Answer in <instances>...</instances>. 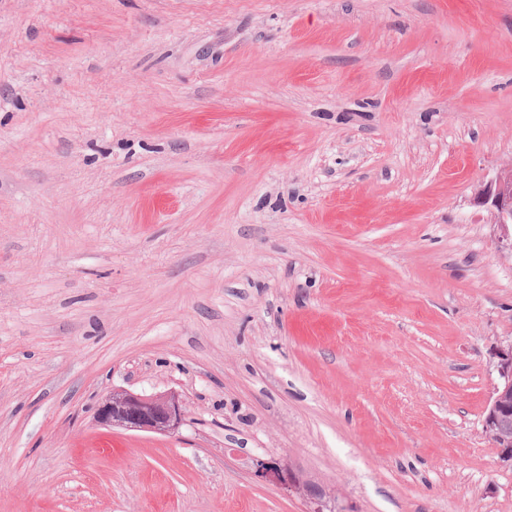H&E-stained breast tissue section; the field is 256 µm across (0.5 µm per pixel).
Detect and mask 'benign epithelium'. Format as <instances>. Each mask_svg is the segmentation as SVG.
Wrapping results in <instances>:
<instances>
[{
    "label": "benign epithelium",
    "mask_w": 512,
    "mask_h": 512,
    "mask_svg": "<svg viewBox=\"0 0 512 512\" xmlns=\"http://www.w3.org/2000/svg\"><path fill=\"white\" fill-rule=\"evenodd\" d=\"M472 201L490 214L491 223L501 227V248L512 252V160L474 189ZM498 374L483 429L498 448L500 461L512 466V346L499 353ZM185 417L183 402L175 394L145 396L129 390L111 394L95 413V420L103 427L164 434L177 432Z\"/></svg>",
    "instance_id": "7a95c632"
}]
</instances>
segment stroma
I'll list each match as a JSON object with an SVG mask.
<instances>
[{"label":"stroma","instance_id":"obj_1","mask_svg":"<svg viewBox=\"0 0 512 512\" xmlns=\"http://www.w3.org/2000/svg\"><path fill=\"white\" fill-rule=\"evenodd\" d=\"M511 159L512 0H0V512H512ZM472 201L490 214L491 224L501 227V248L512 254V160L474 189ZM499 383L490 397L483 429L502 463L512 466V345L499 353ZM112 392L95 413V420L103 427L173 434L185 422L183 402L175 394L145 396L129 390Z\"/></svg>","mask_w":512,"mask_h":512}]
</instances>
